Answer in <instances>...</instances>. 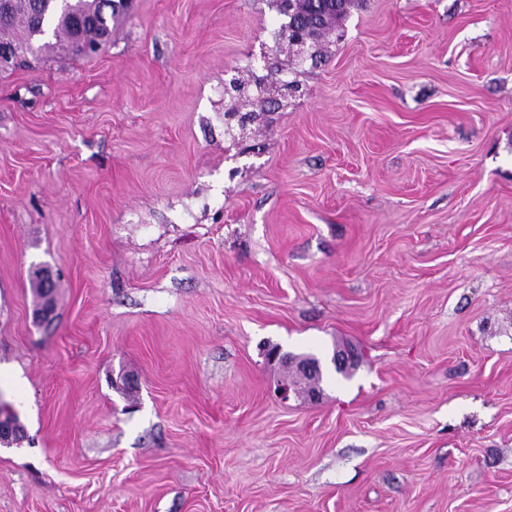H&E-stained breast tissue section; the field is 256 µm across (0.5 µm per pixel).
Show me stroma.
<instances>
[{
  "label": "stroma",
  "instance_id": "1",
  "mask_svg": "<svg viewBox=\"0 0 512 512\" xmlns=\"http://www.w3.org/2000/svg\"><path fill=\"white\" fill-rule=\"evenodd\" d=\"M285 21L131 0L0 68V512H512V0H361L225 126ZM278 73H271V77L267 79L266 81L259 82V79H257L256 76L253 74L249 75L247 78H237L235 81L238 83V85L242 88H244V93L242 95H230L229 94V104L227 110H225L224 113L229 111H237L240 108V105L245 100L248 101V98L250 96L252 87H255V91L260 99V111L263 112V104L268 103L269 99L266 97V95L270 94V91L274 90L278 93L282 91V87L278 80L275 78V75Z\"/></svg>",
  "mask_w": 512,
  "mask_h": 512
}]
</instances>
